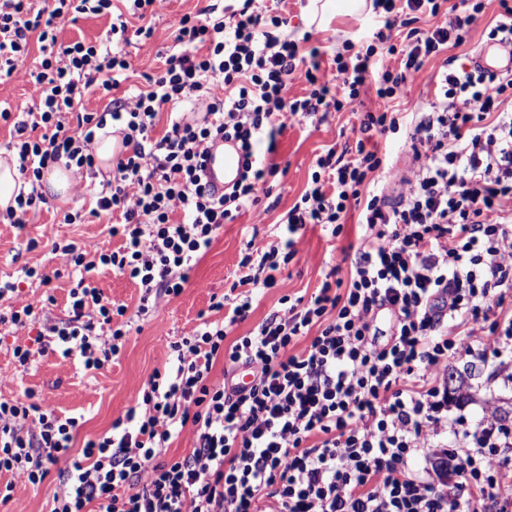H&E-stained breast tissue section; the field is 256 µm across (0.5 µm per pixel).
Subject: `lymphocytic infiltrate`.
I'll return each instance as SVG.
<instances>
[{
    "label": "lymphocytic infiltrate",
    "mask_w": 512,
    "mask_h": 512,
    "mask_svg": "<svg viewBox=\"0 0 512 512\" xmlns=\"http://www.w3.org/2000/svg\"><path fill=\"white\" fill-rule=\"evenodd\" d=\"M158 0H0V82L10 79L38 40L42 57L30 73L32 108L12 124L20 174L32 189L7 209L23 226L46 204L42 172L62 166L91 173L89 144L106 127L125 147L112 177L94 188L89 214L64 213L67 224L115 217L121 246L89 254L78 242L54 245L76 275L70 317L48 336L62 357L97 370L118 358L133 320L125 304L93 286L109 269L142 290L139 313L180 295L189 272L221 226L241 209L263 219L277 173L272 156L287 125L320 112H349L358 121L354 146L316 155L306 189L282 218L279 240L247 244L232 291L169 345V366L139 389L111 434L87 441L53 494L49 512H512V420L497 412L478 422L448 417L441 377L459 355L500 369L512 366V70L466 66L426 71L448 47L463 46L482 16L483 0H373L359 27L367 45L345 44L334 71L322 70L320 48L300 53L277 8L243 0L222 15H183L177 50L147 89L131 99L112 92L128 77L131 37L149 47L152 30L129 31ZM74 13L107 14L105 39L58 47L60 25ZM404 27L400 42L392 31ZM304 95H290L296 79ZM432 85L415 112L388 108L407 83ZM99 92L103 112L82 111ZM384 101L368 110V96ZM163 134H156L159 120ZM399 136L418 167L390 193L391 164L374 138ZM238 141L246 163L239 180L214 196L203 157L217 140ZM357 210L363 229L348 271L331 267L311 294L285 295L245 336L231 331L253 307L255 293L276 284L298 252L306 225L343 233ZM182 221H173L174 212ZM17 284L0 283V324H37L44 302L18 301ZM390 319L386 341L374 321ZM223 380H213L215 363ZM250 387L230 386L238 367ZM78 421L22 400L0 402V472L42 484L66 456ZM191 431L193 446L167 458L172 441ZM449 434L443 461L416 470L433 437Z\"/></svg>",
    "instance_id": "lymphocytic-infiltrate-1"
}]
</instances>
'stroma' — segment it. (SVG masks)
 <instances>
[{"mask_svg":"<svg viewBox=\"0 0 512 512\" xmlns=\"http://www.w3.org/2000/svg\"><path fill=\"white\" fill-rule=\"evenodd\" d=\"M306 2L284 0L282 4L289 21L288 32L298 40L300 50L315 44L332 56L342 50L345 41L354 40L360 17H338L328 28L320 29L305 20L302 8ZM233 3L234 0H164L151 20L154 28L151 48L146 50L135 43L127 48L133 71L122 83L120 94L140 86L144 74L161 67L160 55L173 48V32L183 14L210 7L221 11ZM110 22L106 15H77L61 24L59 42L63 45L74 41L98 42L104 38ZM356 123V118L349 113L333 112L325 117L314 116L305 125L286 128L278 138L275 160L279 172L272 182L273 194L279 199L277 207L267 214L263 223H255L251 213L246 211L234 223L225 225L210 250L193 266L183 292L176 297L163 298L154 313L137 316L141 290L127 277L109 270L95 274V286L108 298L125 303L129 313L136 316L120 357L103 368L85 370L78 359L62 358L50 349L34 353L28 367L20 368L13 359L12 349L18 344H32L38 330L0 325V401L23 398L25 391L30 390L35 403L52 407L57 415L78 421L68 457L52 467L40 486H32L8 472L0 473V488L11 490L8 500H0V512H45L59 486L61 472L80 458L87 440L111 433L113 422L124 416L134 394L148 383L154 371L168 367L169 342L196 325L200 315L209 314L212 297L228 292L247 242L262 247L277 241L281 233L280 219L304 191L313 157L352 137ZM93 205L90 196L73 191L63 201L58 196H50L48 208L29 214L24 230L0 223V280L19 282L21 299H46L41 316L43 325H58L67 319L68 293L74 285L73 279L62 273V261L53 252V243L74 240L85 244L92 252L112 251L122 243L121 238L110 235L106 220L94 218L85 224L62 223L64 211L80 207L88 210ZM357 247L354 234L330 238L320 230H307L298 253L289 261L277 286L256 293L253 311L235 326V335L248 334L277 307L282 296L313 292L324 272L343 264L346 256ZM26 266L56 269L60 275L47 284L25 280L21 270ZM448 369L462 374L468 387L469 398L464 403L468 418L478 419L489 404L512 417V385L497 379L490 366L464 355L449 363Z\"/></svg>","mask_w":512,"mask_h":512,"instance_id":"35a3bbf8","label":"stroma"}]
</instances>
